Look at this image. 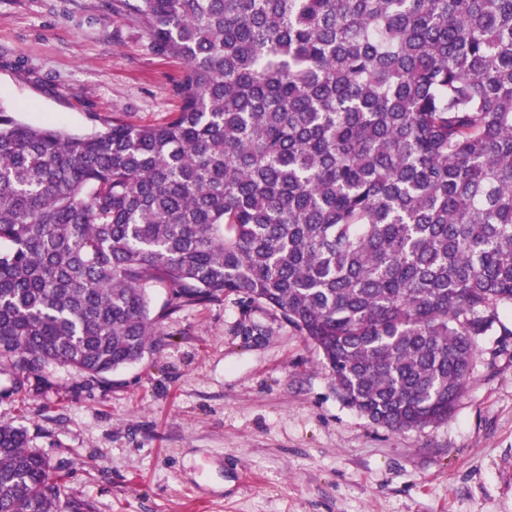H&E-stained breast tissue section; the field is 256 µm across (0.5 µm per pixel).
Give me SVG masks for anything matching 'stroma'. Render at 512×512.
I'll use <instances>...</instances> for the list:
<instances>
[{
	"mask_svg": "<svg viewBox=\"0 0 512 512\" xmlns=\"http://www.w3.org/2000/svg\"><path fill=\"white\" fill-rule=\"evenodd\" d=\"M185 65L121 0H0V108L85 133L164 122ZM481 337L448 421L405 432L344 406L316 347L236 296L163 320L97 383L0 374V422L70 471L91 512H512V317Z\"/></svg>",
	"mask_w": 512,
	"mask_h": 512,
	"instance_id": "stroma-1",
	"label": "stroma"
}]
</instances>
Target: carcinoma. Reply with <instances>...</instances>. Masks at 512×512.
Returning a JSON list of instances; mask_svg holds the SVG:
<instances>
[{"instance_id":"1","label":"carcinoma","mask_w":512,"mask_h":512,"mask_svg":"<svg viewBox=\"0 0 512 512\" xmlns=\"http://www.w3.org/2000/svg\"><path fill=\"white\" fill-rule=\"evenodd\" d=\"M184 61L179 110L68 133L0 109V374L104 382L168 309L236 295L336 396L448 420L512 311V0H123ZM64 475L0 424V512Z\"/></svg>"}]
</instances>
